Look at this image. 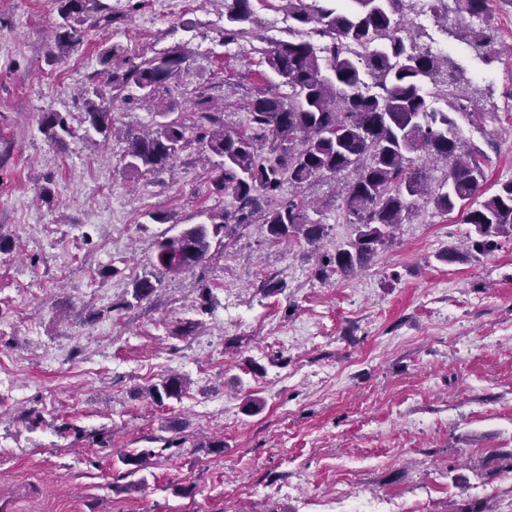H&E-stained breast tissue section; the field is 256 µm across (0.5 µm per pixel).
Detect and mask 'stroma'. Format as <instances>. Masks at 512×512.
I'll list each match as a JSON object with an SVG mask.
<instances>
[{"label":"stroma","mask_w":512,"mask_h":512,"mask_svg":"<svg viewBox=\"0 0 512 512\" xmlns=\"http://www.w3.org/2000/svg\"><path fill=\"white\" fill-rule=\"evenodd\" d=\"M104 2L111 21L90 14L61 57L54 0H0V483L42 488L20 512H512V239L442 262L472 227L423 202L368 268L321 279L305 244L257 222L133 302L157 238L233 205L194 112L249 128L257 90L288 92L257 52L288 32L271 29L279 0L229 47L224 0ZM489 10L490 64L456 38V14L415 33L448 42L488 196L512 180V0ZM115 43L139 61L188 53L170 85L188 126L173 171L124 169L125 132L156 121L141 101L116 102L106 139L80 120ZM46 112L72 115L74 136L47 140ZM342 183L316 188L331 253L354 235ZM173 374L181 399L153 402ZM141 450L135 475L122 459Z\"/></svg>","instance_id":"obj_1"}]
</instances>
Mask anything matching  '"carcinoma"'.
Masks as SVG:
<instances>
[{"label": "carcinoma", "instance_id": "1", "mask_svg": "<svg viewBox=\"0 0 512 512\" xmlns=\"http://www.w3.org/2000/svg\"><path fill=\"white\" fill-rule=\"evenodd\" d=\"M61 19L58 54L78 40L75 25L90 12L105 9L102 0H55ZM286 0L288 39L269 40L256 49L268 68L290 89L284 97L260 89L249 103L251 132L224 126L217 112H201L198 123L208 151L219 157V187L234 205L209 215V222L194 224L178 235L156 243V260L167 272H184L199 266L211 244H223L238 227L259 219L276 241L292 237L319 249L327 225L310 215L313 199L307 190L329 176L350 175L342 208L355 236L333 254H318L319 273L334 270L354 275L369 266L378 250L394 241L397 227L410 220L418 202L431 201L450 213L462 208L463 223L473 226L469 252L487 254L500 237H512V180L477 207L464 208L486 181L481 154L465 150L452 113L465 114L463 96L454 92L456 76L448 56L415 44L406 46L403 20L405 0ZM433 14L448 19L452 11L469 16L466 35L476 48L496 41L487 17L486 0H432ZM255 12L251 0H224V43L248 39ZM357 46H370L363 59L353 54ZM188 59L181 48L158 53L123 72H103L104 80L84 89V121L103 137L112 130V90L132 88L142 102H153L158 91L181 73ZM372 79V91H362L363 74ZM442 76L450 111L430 109L427 81ZM171 108L155 110L160 121L145 133L127 139L125 169L133 173L160 174L170 170L185 129L167 120ZM43 131L52 142L72 135L66 116L47 112ZM263 140L267 155L255 151ZM447 166L443 182L429 179L427 163ZM302 197L275 203L284 184ZM157 280L144 276L133 283L136 302L149 299ZM186 384L178 376L152 385L148 394L156 403L179 399Z\"/></svg>", "mask_w": 512, "mask_h": 512}]
</instances>
